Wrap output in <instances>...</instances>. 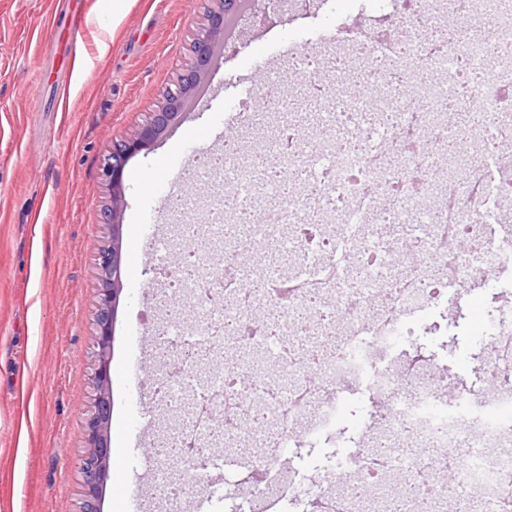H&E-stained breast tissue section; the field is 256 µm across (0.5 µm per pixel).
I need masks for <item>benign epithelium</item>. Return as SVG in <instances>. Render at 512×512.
Instances as JSON below:
<instances>
[{
  "mask_svg": "<svg viewBox=\"0 0 512 512\" xmlns=\"http://www.w3.org/2000/svg\"><path fill=\"white\" fill-rule=\"evenodd\" d=\"M211 6L199 24L194 39L193 61L175 88L166 91L157 109L148 113L133 135L112 146L103 158L102 176L109 189L104 214L112 231V245L98 250V271L102 288L98 290L95 313L97 350L93 375L94 402L85 422L83 452L78 468L82 476L83 498L79 512H99V487L110 466L111 421V340L116 302L121 292L124 193L122 176L126 161L149 148L178 116L183 98L207 74L212 49L224 39V15L236 0H210Z\"/></svg>",
  "mask_w": 512,
  "mask_h": 512,
  "instance_id": "benign-epithelium-1",
  "label": "benign epithelium"
}]
</instances>
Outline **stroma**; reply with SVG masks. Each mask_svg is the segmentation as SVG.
Listing matches in <instances>:
<instances>
[{"instance_id": "1", "label": "stroma", "mask_w": 512, "mask_h": 512, "mask_svg": "<svg viewBox=\"0 0 512 512\" xmlns=\"http://www.w3.org/2000/svg\"><path fill=\"white\" fill-rule=\"evenodd\" d=\"M209 0H81L77 46L67 42L68 0H0V512H79L85 419L93 402L97 254L110 244L101 162L129 137L192 57ZM353 0H321L284 14L260 0L242 37L215 46L206 85L225 89L210 110L190 94L176 124L123 173L122 291L110 365L111 458L122 461L126 495L104 487L103 512H153L168 494L144 462L162 426L152 413L156 360L150 337L162 317L151 285L157 236L181 248L176 220L161 211L177 168L200 147L199 129L235 131L237 83L271 65L288 70V48L350 18ZM512 302V264L406 325L410 344L454 391L486 386L490 354L481 338ZM375 399L368 380L346 390L337 412L348 433L364 430ZM345 443L294 448L311 479Z\"/></svg>"}]
</instances>
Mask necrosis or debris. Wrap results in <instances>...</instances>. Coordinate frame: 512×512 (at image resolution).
Instances as JSON below:
<instances>
[{"mask_svg":"<svg viewBox=\"0 0 512 512\" xmlns=\"http://www.w3.org/2000/svg\"><path fill=\"white\" fill-rule=\"evenodd\" d=\"M361 21L336 22L330 41L352 58L292 50L300 96L312 99L322 136L296 123L266 145L267 163L241 157L228 136L224 164L205 152L195 168L230 191L212 210L220 232L183 224L178 277L160 293L190 291L197 318L169 309L153 338L158 358L183 353L178 378L161 376L159 404L182 408L200 362L225 372L158 449L169 464L194 443L224 446L247 480L245 507L230 512H395L412 494L416 512H504L512 500V306L484 333L494 395L481 409L451 406L419 362L385 368L376 352L405 334L402 319L431 306L448 285L467 287L480 267L512 260V232L489 235L472 215L488 198L512 201V125L465 127L484 166L442 172L425 161L448 138L456 111L512 112V0H466L465 25L446 34L447 0H359ZM291 253V272L258 270L238 225ZM355 265H348L349 248ZM370 376L376 407L358 448L332 467L363 475L335 492L327 476L298 480L283 456L329 431L346 385ZM451 467L453 481L437 478Z\"/></svg>","mask_w":512,"mask_h":512,"instance_id":"4bbe7bcc","label":"necrosis or debris"}]
</instances>
